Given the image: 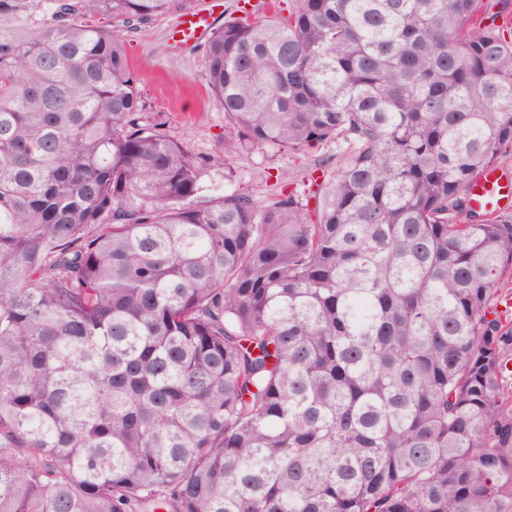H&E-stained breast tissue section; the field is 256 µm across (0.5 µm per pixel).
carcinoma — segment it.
Here are the masks:
<instances>
[{"instance_id":"obj_1","label":"carcinoma","mask_w":512,"mask_h":512,"mask_svg":"<svg viewBox=\"0 0 512 512\" xmlns=\"http://www.w3.org/2000/svg\"><path fill=\"white\" fill-rule=\"evenodd\" d=\"M0 0V512H512V41L487 0H288L203 47L224 151L158 124L119 28ZM255 144L294 191L194 204ZM336 153L335 145L313 144L306 146L301 152H278L271 146L258 145L253 148L235 154L225 159V166H229L234 172L232 182H224V169L212 175L211 181L206 182V187L194 200L198 206L205 205L214 191L240 189L252 194L255 199L263 201L266 197L279 192L282 184L280 178L288 176L292 184L286 187V192L295 190L303 204L308 203V208L313 209L315 199L312 191L317 186H311L310 174L323 156ZM499 165L485 166L470 182L468 206L480 214L492 215L512 208V155L498 159Z\"/></svg>"}]
</instances>
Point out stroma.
Returning a JSON list of instances; mask_svg holds the SVG:
<instances>
[{
  "mask_svg": "<svg viewBox=\"0 0 512 512\" xmlns=\"http://www.w3.org/2000/svg\"><path fill=\"white\" fill-rule=\"evenodd\" d=\"M178 17L174 9L122 29V41L140 80L149 121L163 124L169 135L186 143L195 154L213 156L223 149L224 113L210 94L200 51L187 47L176 52L168 42V32ZM335 151L330 144H313L298 153L255 146L226 157L233 181L225 182L223 172H216L196 203L205 205L214 191L227 188L249 192L261 201L280 191L284 177L290 178L301 202L313 203L311 172L318 160Z\"/></svg>",
  "mask_w": 512,
  "mask_h": 512,
  "instance_id": "1",
  "label": "stroma"
}]
</instances>
